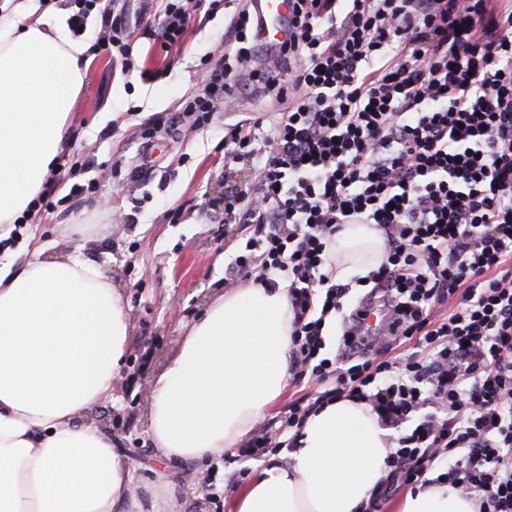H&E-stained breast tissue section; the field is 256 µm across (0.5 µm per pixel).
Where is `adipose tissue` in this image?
<instances>
[{"mask_svg":"<svg viewBox=\"0 0 512 512\" xmlns=\"http://www.w3.org/2000/svg\"><path fill=\"white\" fill-rule=\"evenodd\" d=\"M56 0H0V224L41 192L68 141L88 48ZM386 252L372 224H348L324 266L367 274ZM286 286L216 297L149 391V433L167 460L199 464L240 447L286 390L293 344ZM129 324L122 296L81 249L0 261V512H146L110 433L85 424L112 387ZM397 432L346 398L305 420L293 449L255 472L229 512H364L386 479ZM398 512H478L448 484L408 492Z\"/></svg>","mask_w":512,"mask_h":512,"instance_id":"1","label":"adipose tissue"}]
</instances>
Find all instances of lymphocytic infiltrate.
Returning a JSON list of instances; mask_svg holds the SVG:
<instances>
[{
	"mask_svg": "<svg viewBox=\"0 0 512 512\" xmlns=\"http://www.w3.org/2000/svg\"><path fill=\"white\" fill-rule=\"evenodd\" d=\"M235 2L162 0L143 30L180 45L193 14L231 8L179 110L195 128L236 111V78L265 53ZM102 18L92 52L133 69L125 12ZM289 27L267 80L288 82V105L229 126L225 163L256 176L223 200L225 223L251 228L229 282L287 281L295 375L324 387L284 424L346 397L399 429L368 512L433 481L478 493V512H512V0H294ZM347 224L376 225L387 251L330 358L325 322L351 286L325 272L326 250Z\"/></svg>",
	"mask_w": 512,
	"mask_h": 512,
	"instance_id": "lymphocytic-infiltrate-1",
	"label": "lymphocytic infiltrate"
}]
</instances>
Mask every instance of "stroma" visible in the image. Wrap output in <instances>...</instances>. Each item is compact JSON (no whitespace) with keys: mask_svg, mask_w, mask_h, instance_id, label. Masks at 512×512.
Returning a JSON list of instances; mask_svg holds the SVG:
<instances>
[{"mask_svg":"<svg viewBox=\"0 0 512 512\" xmlns=\"http://www.w3.org/2000/svg\"><path fill=\"white\" fill-rule=\"evenodd\" d=\"M223 13L197 14L185 44L165 50L139 38L133 44L136 68L122 73L110 57L89 58L83 89L70 115L69 144L47 183L54 198L76 184H94L93 193L72 206L39 212L19 228L0 227V256L21 269L34 242L49 241L57 254L68 253L71 240L64 224L82 217L85 253L111 276L123 295L129 320L124 364L112 382L109 398L86 424L112 425V437L124 461L143 483H158L160 496L172 495L191 505L194 488L184 484L185 465L157 463L148 435V406L138 395L149 386L176 348L180 336L223 291L224 272L244 246L249 231L235 225L225 231L203 212L210 200L224 195V135L227 125L249 116L281 109L277 91L244 89L245 107L213 113L196 130L171 127L149 149L157 163L144 170L130 193L113 186L140 163L141 129L158 112H175L202 86L201 61L224 44ZM156 72L144 80L140 70ZM109 225L99 237L100 225ZM258 460L241 449L225 452L196 468L205 486L208 512H229L232 496Z\"/></svg>","mask_w":512,"mask_h":512,"instance_id":"1","label":"stroma"}]
</instances>
